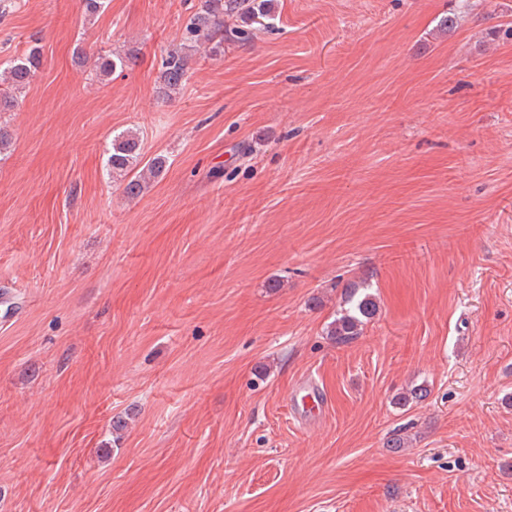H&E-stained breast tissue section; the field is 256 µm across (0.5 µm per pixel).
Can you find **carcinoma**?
<instances>
[{
    "label": "carcinoma",
    "instance_id": "1",
    "mask_svg": "<svg viewBox=\"0 0 512 512\" xmlns=\"http://www.w3.org/2000/svg\"><path fill=\"white\" fill-rule=\"evenodd\" d=\"M270 0H201L200 6L185 22L182 35L184 43L175 45L162 58L158 69V90L165 97L177 93L188 81L191 70L185 44H209L214 53L224 50V17L239 16L246 20L269 17ZM41 49L34 45L22 55L0 64V112L14 106L13 93L26 88L36 77L40 67ZM125 57L105 53L97 54L95 71L103 78L117 68L125 66ZM142 161L141 141L128 132L113 140L112 153L107 166L112 172L130 176L124 192L133 197L146 187L147 180L158 177L164 170L165 161L155 158L147 164V172L135 171ZM345 307L337 312L329 323L327 335L338 345L346 344L361 335L363 327L378 312L375 297L359 292L354 285L345 288Z\"/></svg>",
    "mask_w": 512,
    "mask_h": 512
}]
</instances>
